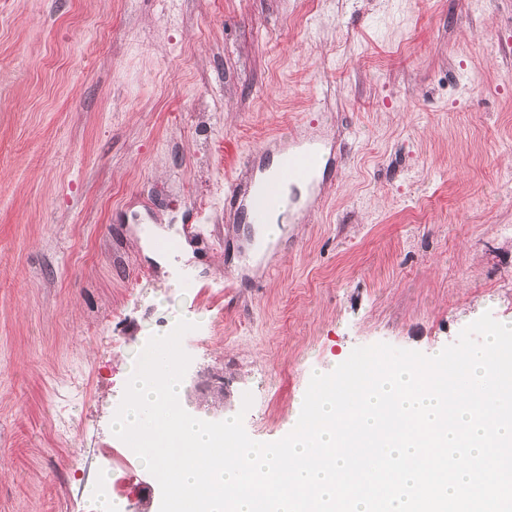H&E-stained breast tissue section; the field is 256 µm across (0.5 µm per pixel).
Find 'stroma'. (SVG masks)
Wrapping results in <instances>:
<instances>
[{
  "label": "stroma",
  "mask_w": 512,
  "mask_h": 512,
  "mask_svg": "<svg viewBox=\"0 0 512 512\" xmlns=\"http://www.w3.org/2000/svg\"><path fill=\"white\" fill-rule=\"evenodd\" d=\"M299 120L342 165L246 256L225 194ZM487 311L512 324V0H0V512L106 476L160 512L111 418L178 318L182 408L273 442L313 373Z\"/></svg>",
  "instance_id": "35a3bbf8"
}]
</instances>
